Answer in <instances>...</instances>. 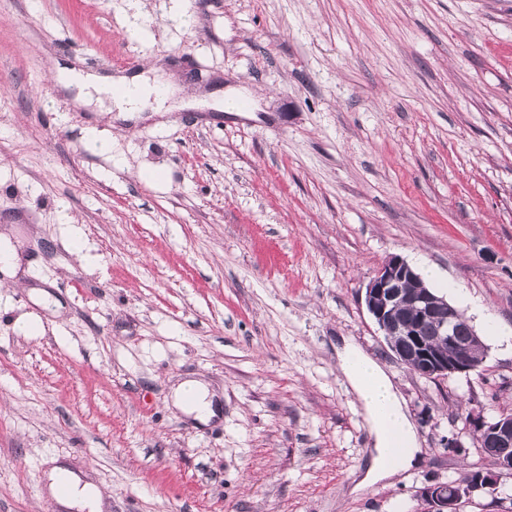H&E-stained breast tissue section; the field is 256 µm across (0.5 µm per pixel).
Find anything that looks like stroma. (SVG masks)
Instances as JSON below:
<instances>
[{"mask_svg":"<svg viewBox=\"0 0 512 512\" xmlns=\"http://www.w3.org/2000/svg\"><path fill=\"white\" fill-rule=\"evenodd\" d=\"M150 66L179 89L152 119L58 81ZM232 89L250 111L216 110ZM0 232L23 260L0 287V512H70L55 465L103 512H420L423 485L489 464L466 415L512 411L486 326L512 328V0H0ZM394 255L436 268L478 370L423 378L388 348L363 296ZM342 337L425 448L356 494ZM188 378L209 424L172 404ZM64 478L67 482V492L60 491V480ZM48 486L51 493L59 498L65 505L70 507L79 506L87 509L88 512H98V505L101 498L100 491L87 483L81 481L67 469L56 467L48 474Z\"/></svg>","mask_w":512,"mask_h":512,"instance_id":"stroma-1","label":"stroma"}]
</instances>
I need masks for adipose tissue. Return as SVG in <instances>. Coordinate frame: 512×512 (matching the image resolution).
Here are the masks:
<instances>
[{"label":"adipose tissue","instance_id":"adipose-tissue-1","mask_svg":"<svg viewBox=\"0 0 512 512\" xmlns=\"http://www.w3.org/2000/svg\"><path fill=\"white\" fill-rule=\"evenodd\" d=\"M66 81L106 94H111L112 89L118 86L131 88V95L113 96L112 99L117 111L131 115L142 111L148 101L164 102L169 92L168 87L159 80L141 75L131 78L116 76L108 80L72 71ZM336 361L345 382L358 398L371 435L361 485H374L417 467L422 455L421 442L384 364L349 340L337 349ZM173 403L203 424L208 423L215 414L207 386L197 379L182 381L173 392ZM395 449L400 452L397 462L387 463V455ZM48 486L51 493L58 495L65 505L83 508L84 512H97L100 491L81 482L67 469L53 468L48 474Z\"/></svg>","mask_w":512,"mask_h":512}]
</instances>
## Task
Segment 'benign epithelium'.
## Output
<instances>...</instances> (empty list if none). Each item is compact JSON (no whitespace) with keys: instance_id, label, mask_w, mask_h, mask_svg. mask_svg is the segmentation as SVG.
Here are the masks:
<instances>
[{"instance_id":"7a95c632","label":"benign epithelium","mask_w":512,"mask_h":512,"mask_svg":"<svg viewBox=\"0 0 512 512\" xmlns=\"http://www.w3.org/2000/svg\"><path fill=\"white\" fill-rule=\"evenodd\" d=\"M420 276L404 259L392 256L386 260L369 280L364 302L387 343L398 360L409 371L425 378L436 379L456 373H469L473 368L458 360L451 351L440 347L428 349L417 338V323L431 321L436 326V335L448 338L453 345L456 309L447 300L436 297L425 284L419 283ZM415 283L410 290L406 284ZM407 300L416 309L417 321H407L394 316L396 306L401 300ZM414 341L413 356L405 354L397 340L399 337ZM470 427L480 426L473 433L476 445L482 446V452L497 460L502 468L512 469V416H503L493 423L479 416H470L466 420ZM500 474L489 473L478 480H458L453 483L433 482L419 489L420 498L426 500L434 512H458L460 503L480 493L495 489Z\"/></svg>"}]
</instances>
